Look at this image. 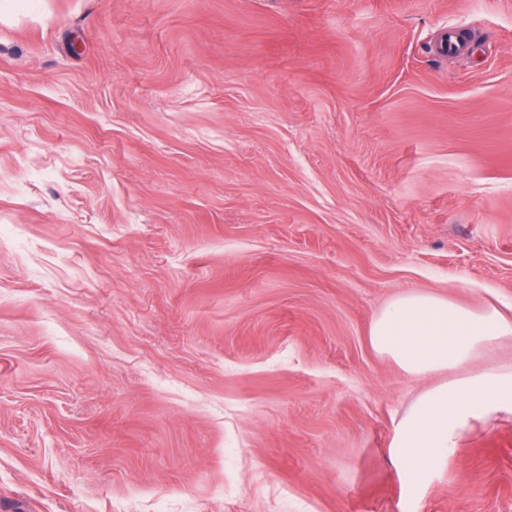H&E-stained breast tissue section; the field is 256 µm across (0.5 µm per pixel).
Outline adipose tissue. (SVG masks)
<instances>
[{"mask_svg":"<svg viewBox=\"0 0 512 512\" xmlns=\"http://www.w3.org/2000/svg\"><path fill=\"white\" fill-rule=\"evenodd\" d=\"M370 341L410 376L442 377L416 396L395 428L394 454L415 482L454 451L475 420L512 412V364L470 367L478 355L512 341V316L497 307L408 291L375 316Z\"/></svg>","mask_w":512,"mask_h":512,"instance_id":"ef3b65f1","label":"adipose tissue"}]
</instances>
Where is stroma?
Wrapping results in <instances>:
<instances>
[{
  "label": "stroma",
  "instance_id": "1",
  "mask_svg": "<svg viewBox=\"0 0 512 512\" xmlns=\"http://www.w3.org/2000/svg\"><path fill=\"white\" fill-rule=\"evenodd\" d=\"M412 289L512 302V0H0V512H512L511 414L392 453Z\"/></svg>",
  "mask_w": 512,
  "mask_h": 512
}]
</instances>
